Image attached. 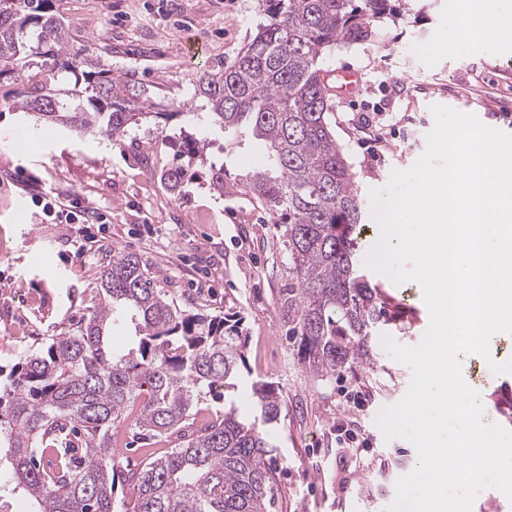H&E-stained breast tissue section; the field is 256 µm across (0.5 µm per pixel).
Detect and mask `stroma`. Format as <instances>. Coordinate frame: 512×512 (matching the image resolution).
I'll return each instance as SVG.
<instances>
[{
	"mask_svg": "<svg viewBox=\"0 0 512 512\" xmlns=\"http://www.w3.org/2000/svg\"><path fill=\"white\" fill-rule=\"evenodd\" d=\"M422 13L384 21L380 40L327 53L323 71L352 69L360 84L348 97L331 92L329 122L352 167L366 207L364 252L380 239L370 192L385 188L392 170L413 165L426 147L441 104L512 134V31L498 51L473 46L449 51L448 18L463 0H423ZM78 43H92L117 74H134L173 107L205 112L194 93L203 71L231 64L254 34L258 0H61ZM391 126L385 147L373 148L368 118ZM187 124L129 127L125 145L37 129L34 117L0 106V370L42 352L57 336L78 334L99 304L100 274L112 253L139 254L158 285L180 306L208 316L236 314L247 336L241 384L266 380L282 395L277 425L280 458L275 512H390L397 479L418 464L414 446L385 440L376 420L406 394L411 370L387 354L383 340L418 344L430 324L419 284L395 283L368 270L396 316L371 344L374 363L322 381L297 357L298 340L282 311L288 247L280 225L239 184L259 156L254 140L228 150L208 148L223 163L224 188L211 185L207 166L190 168L181 194L163 174L179 163ZM98 204L101 232L53 223L30 202L33 192ZM489 357L461 356L467 388H481L485 421L512 430V373L489 364L512 360V333L489 340ZM350 421L368 443L351 458L336 444V426Z\"/></svg>",
	"mask_w": 512,
	"mask_h": 512,
	"instance_id": "obj_1",
	"label": "stroma"
}]
</instances>
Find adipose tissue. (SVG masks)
<instances>
[{
  "label": "adipose tissue",
  "instance_id": "1",
  "mask_svg": "<svg viewBox=\"0 0 512 512\" xmlns=\"http://www.w3.org/2000/svg\"><path fill=\"white\" fill-rule=\"evenodd\" d=\"M512 24V0H464L459 13L448 20V48L462 51L479 43L497 50L501 22Z\"/></svg>",
  "mask_w": 512,
  "mask_h": 512
}]
</instances>
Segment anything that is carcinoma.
I'll list each match as a JSON object with an SVG mask.
<instances>
[{
	"label": "carcinoma",
	"mask_w": 512,
	"mask_h": 512,
	"mask_svg": "<svg viewBox=\"0 0 512 512\" xmlns=\"http://www.w3.org/2000/svg\"><path fill=\"white\" fill-rule=\"evenodd\" d=\"M57 2L0 0V82L25 85L3 104L118 147L144 120L194 121L199 135L185 136L181 149L189 165L207 163L212 134L229 149L246 137L257 141L261 163L240 183L284 227L291 284L283 310L301 363L320 380L371 364L368 341L390 319L358 272L362 202L328 122L332 105L318 61L375 40L379 23L412 13L413 0H261L266 19L233 64L198 79L210 106L204 116L166 111L90 44L72 51ZM185 176L180 165L163 181L177 194ZM157 280L139 254L113 250L100 276L101 301L79 333L54 339L0 382V449H8L11 479L34 512H112L118 481L137 491L133 512H271L278 388L255 382L251 414L232 401L196 424L203 394L238 392L242 318L191 313ZM127 316L140 339L118 353L112 331ZM126 419L143 440L174 435L178 443L126 470L112 451V427Z\"/></svg>",
	"instance_id": "cac0c4a2"
}]
</instances>
